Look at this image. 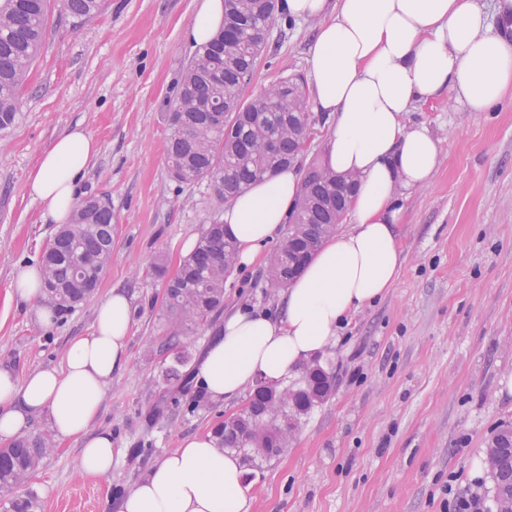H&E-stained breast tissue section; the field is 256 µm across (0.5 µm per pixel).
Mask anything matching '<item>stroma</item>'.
I'll return each instance as SVG.
<instances>
[{"label": "stroma", "mask_w": 512, "mask_h": 512, "mask_svg": "<svg viewBox=\"0 0 512 512\" xmlns=\"http://www.w3.org/2000/svg\"><path fill=\"white\" fill-rule=\"evenodd\" d=\"M194 8L195 0H104L96 17L78 20L50 0L16 122L0 133V363L21 376L61 365L111 289L133 306L128 366L113 376L96 422L121 448L120 464L108 478H88L78 443H56L29 483L41 512H112L111 501L159 456L248 402L243 395L216 404L198 381L164 380L172 356L158 348L168 333L166 281L187 240L223 209L206 183L182 185L168 173L165 104L194 53L183 38ZM314 27L276 16L243 97L307 78ZM406 120L426 125L441 153L432 183L401 199L398 280L326 349L330 397L302 418L279 456L247 466L248 512H443L449 484L492 499L490 473L472 470L495 429L512 423V93L487 112L420 102ZM78 123L100 144L78 195L108 197L112 258L92 295L42 327L6 291L18 266L39 263L57 230L42 221L29 175ZM276 250L269 245L265 262L235 268L225 305L282 317L284 292L264 280ZM159 262L161 277L153 272Z\"/></svg>", "instance_id": "1"}]
</instances>
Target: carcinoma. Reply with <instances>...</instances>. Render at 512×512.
<instances>
[{
    "label": "carcinoma",
    "instance_id": "1",
    "mask_svg": "<svg viewBox=\"0 0 512 512\" xmlns=\"http://www.w3.org/2000/svg\"><path fill=\"white\" fill-rule=\"evenodd\" d=\"M49 0H0V132L16 119L19 92L37 58L46 26ZM103 0H62L63 9L76 18H90ZM277 0H227L224 30L196 50L187 64L177 93L168 103L171 129L167 163L171 177L182 184L208 183L219 201L236 197L267 174L285 169L297 153L308 118L307 102L294 79L287 78L249 101L242 87L266 47V28L275 20ZM274 146L265 147L267 138ZM336 174L320 162L304 169L299 198L290 217L288 233L272 259L266 282L288 285L299 260L315 252L323 239L336 233V214L347 212L349 187L332 192ZM112 209L102 197L88 196L73 210L71 221L58 227L40 257L45 291L59 306L70 309L90 296L112 256ZM236 249L220 220L201 232L193 252L180 271L167 282L165 317L169 325L166 345L175 350L174 366L167 375L180 376L179 368L191 359L182 336L195 333L224 305V284L233 273ZM294 398L276 410L260 383L248 405L236 418L213 429L219 448H253L247 437L252 421L263 423L268 451L278 455L288 446V428L295 425L332 391L328 373L317 364L287 384ZM51 436L21 437L0 448V503L5 512H38L39 499L28 481L48 450ZM490 448H512V424L502 425L490 438ZM496 510L512 500V461L491 471Z\"/></svg>",
    "mask_w": 512,
    "mask_h": 512
}]
</instances>
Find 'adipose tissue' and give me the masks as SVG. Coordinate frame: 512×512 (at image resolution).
<instances>
[{"mask_svg": "<svg viewBox=\"0 0 512 512\" xmlns=\"http://www.w3.org/2000/svg\"><path fill=\"white\" fill-rule=\"evenodd\" d=\"M224 0H196L185 28L202 46L224 28ZM279 12L315 23L310 55L314 112L334 124L324 145L327 167L354 175L352 228L328 237L285 290L281 320L249 310L225 314L198 378L212 401L242 395L257 381L277 384L300 374L338 341L352 314L383 299L402 266L398 200L429 185L440 160L438 139L405 121L415 103L447 97L485 112L512 86V41L496 32L478 0H279ZM99 145L82 125L59 136L38 160L29 192L45 205L43 220L68 223L77 183ZM301 177L289 168L252 183L220 215L235 239L238 262L256 261L280 233L298 199ZM11 299L37 323L57 318L40 266L15 274ZM129 297L112 290L98 305L91 333L74 337L62 367L26 375L0 367V441L47 417L55 439L79 445V469L111 476L120 449L98 431L105 388L128 365ZM249 487L240 458L211 435L186 438L158 459L119 501L117 512H247Z\"/></svg>", "mask_w": 512, "mask_h": 512, "instance_id": "ef3b65f1", "label": "adipose tissue"}]
</instances>
